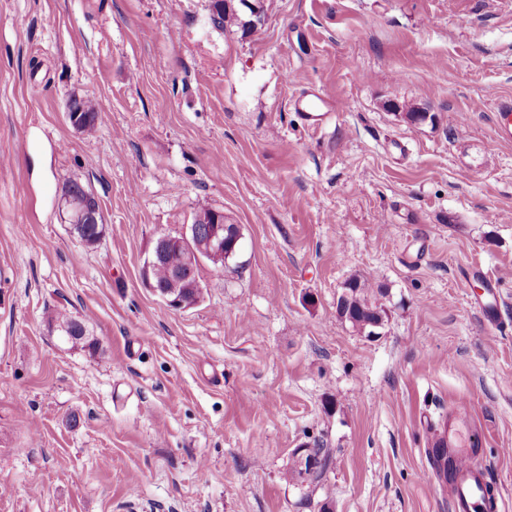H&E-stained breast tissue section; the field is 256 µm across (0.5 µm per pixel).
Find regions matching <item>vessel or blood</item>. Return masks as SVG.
<instances>
[{
  "mask_svg": "<svg viewBox=\"0 0 512 512\" xmlns=\"http://www.w3.org/2000/svg\"><path fill=\"white\" fill-rule=\"evenodd\" d=\"M293 106L302 123L313 131L339 109L337 102L316 90L299 95ZM492 121L497 141L511 144V97L495 100ZM472 422L473 416L467 405H451L440 429L432 437L433 446L444 449L450 460L448 485L454 512H505L503 499H492L488 491L489 474L480 461L479 451L463 446L459 440L460 428Z\"/></svg>",
  "mask_w": 512,
  "mask_h": 512,
  "instance_id": "vessel-or-blood-1",
  "label": "vessel or blood"
}]
</instances>
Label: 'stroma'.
<instances>
[{
	"label": "stroma",
	"instance_id": "stroma-1",
	"mask_svg": "<svg viewBox=\"0 0 512 512\" xmlns=\"http://www.w3.org/2000/svg\"><path fill=\"white\" fill-rule=\"evenodd\" d=\"M264 5L246 34L209 0H0V512H453L421 474L458 402L512 512V144L491 117L512 0ZM312 87L341 104L316 132L292 107ZM70 182L95 246L60 219ZM203 208L240 247L174 310L142 265ZM354 275L387 290L378 335L336 313ZM60 312L96 351L50 331ZM317 440L327 467L286 479ZM70 102H72L75 106V112H76L75 114H77V112H79V116H77V115L70 116L68 114V119L70 120L71 125L75 129H77L78 125L80 123L79 130H81L82 132H86V133L94 132L96 130V122L98 119V115H97L98 113L96 112L95 107L92 104V102L89 100L78 99V98H73V99H71ZM78 121H79V123H78ZM66 211L68 212L69 224H78L73 228L74 233L87 246L96 245L102 238L104 225L102 224V215L98 204L89 202L73 203L71 200L64 198ZM473 279H481L485 284V289L488 292L489 299L482 304H479L476 308L486 317L487 323L491 328H497L498 318V297L497 289L484 278V274L480 268L475 267L472 271Z\"/></svg>",
	"mask_w": 512,
	"mask_h": 512
}]
</instances>
